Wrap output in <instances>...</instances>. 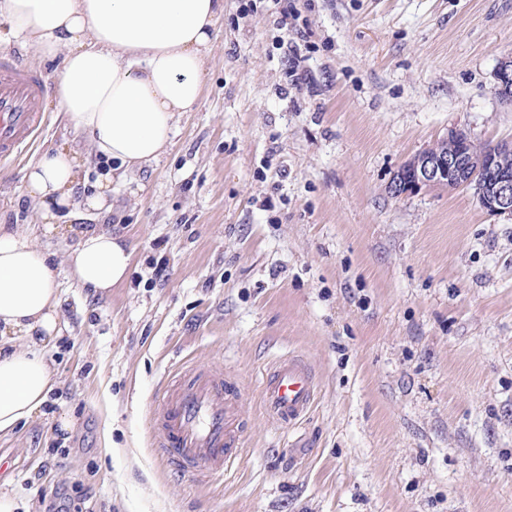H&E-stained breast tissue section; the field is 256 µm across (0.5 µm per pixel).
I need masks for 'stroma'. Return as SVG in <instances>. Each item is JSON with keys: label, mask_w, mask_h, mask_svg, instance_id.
I'll return each instance as SVG.
<instances>
[{"label": "stroma", "mask_w": 512, "mask_h": 512, "mask_svg": "<svg viewBox=\"0 0 512 512\" xmlns=\"http://www.w3.org/2000/svg\"><path fill=\"white\" fill-rule=\"evenodd\" d=\"M291 2L312 47L297 90L273 0H224L199 105L89 216L134 249L108 294L75 285L74 239L43 234L22 186L43 152L88 148L55 100L0 164V229L60 261L54 388L0 437V489L30 512H512V214L470 187L387 189L449 131L512 140V0ZM291 354L319 392L285 430L256 380ZM185 365L243 384V454L210 482L155 454ZM495 90L499 96L512 97V56L502 58L495 73ZM512 101V98H502Z\"/></svg>", "instance_id": "1"}]
</instances>
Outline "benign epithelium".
Here are the masks:
<instances>
[{
    "instance_id": "7a95c632",
    "label": "benign epithelium",
    "mask_w": 512,
    "mask_h": 512,
    "mask_svg": "<svg viewBox=\"0 0 512 512\" xmlns=\"http://www.w3.org/2000/svg\"><path fill=\"white\" fill-rule=\"evenodd\" d=\"M495 90L501 97H512V56L502 58L495 73ZM444 141L452 143L445 151L432 145L409 158L389 184L396 197L414 195L425 188L454 190L471 186L480 205L491 214L512 213V170L502 159L512 154V144L503 142L496 153L476 155L474 141L458 143L450 131Z\"/></svg>"
}]
</instances>
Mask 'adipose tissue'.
<instances>
[{
    "mask_svg": "<svg viewBox=\"0 0 512 512\" xmlns=\"http://www.w3.org/2000/svg\"><path fill=\"white\" fill-rule=\"evenodd\" d=\"M224 0H0L10 37L38 59H61L56 102L73 130L90 137L104 168L88 180L82 157L46 151L25 171L44 233H72L71 275L104 295L130 273L122 237L84 225L103 210L112 171L159 160L182 113L199 103ZM90 191L77 196L76 189ZM56 258L24 231H0V434L40 414L53 389L47 348L60 335Z\"/></svg>",
    "mask_w": 512,
    "mask_h": 512,
    "instance_id": "adipose-tissue-1",
    "label": "adipose tissue"
}]
</instances>
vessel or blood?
Here are the masks:
<instances>
[{
	"label": "vessel or blood",
	"instance_id": "vessel-or-blood-1",
	"mask_svg": "<svg viewBox=\"0 0 512 512\" xmlns=\"http://www.w3.org/2000/svg\"><path fill=\"white\" fill-rule=\"evenodd\" d=\"M45 77L23 66L16 51L0 52V161L18 157L46 123ZM238 379L189 369L167 379L151 414L160 434L157 458L168 470L204 481L223 476L240 458L243 413ZM318 389L316 372L299 355L276 360L259 384L267 415L282 427L298 424Z\"/></svg>",
	"mask_w": 512,
	"mask_h": 512
}]
</instances>
